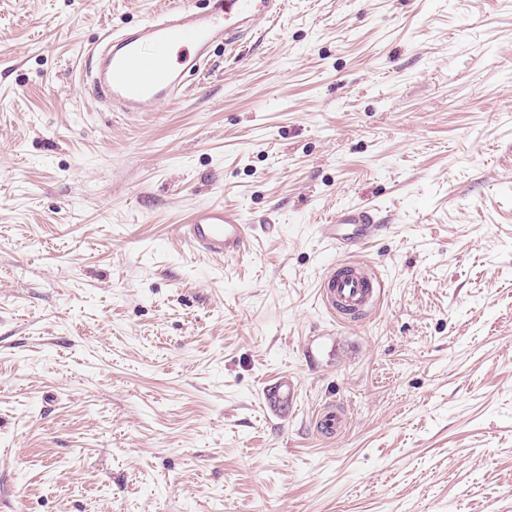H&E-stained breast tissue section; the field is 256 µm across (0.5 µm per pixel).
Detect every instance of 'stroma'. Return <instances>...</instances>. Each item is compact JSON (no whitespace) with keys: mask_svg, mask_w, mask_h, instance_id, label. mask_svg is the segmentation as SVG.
<instances>
[{"mask_svg":"<svg viewBox=\"0 0 512 512\" xmlns=\"http://www.w3.org/2000/svg\"><path fill=\"white\" fill-rule=\"evenodd\" d=\"M166 2L0 0V512H512V0H285L110 111L86 50ZM212 203L237 258L181 236ZM359 203L386 288L342 326ZM183 229L192 246L211 256L235 258L248 245L243 215L222 205L196 207ZM376 211L373 207L358 204L338 208L336 215L324 225L327 237L336 244L337 250L345 252L355 248L362 251L373 237V226L379 222ZM317 423L322 435L335 437L345 429L346 418L334 404H328L321 412Z\"/></svg>","mask_w":512,"mask_h":512,"instance_id":"obj_1","label":"stroma"}]
</instances>
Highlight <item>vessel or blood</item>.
Segmentation results:
<instances>
[{"label":"vessel or blood","instance_id":"obj_1","mask_svg":"<svg viewBox=\"0 0 512 512\" xmlns=\"http://www.w3.org/2000/svg\"><path fill=\"white\" fill-rule=\"evenodd\" d=\"M282 10L283 0H207L202 10L186 5L160 11L108 36L92 51L85 89L121 112L152 111L182 93L187 79L201 72L215 46L234 44L257 19H275ZM377 222L375 208L348 205L337 209L325 231L337 250H361L372 239ZM184 234L195 248L227 259L237 257L248 245L241 212L221 205L196 207ZM384 291L377 268L349 257L331 264L318 284L321 306L339 317L375 307ZM318 425L322 435L333 437L345 429L346 418L330 404Z\"/></svg>","mask_w":512,"mask_h":512}]
</instances>
